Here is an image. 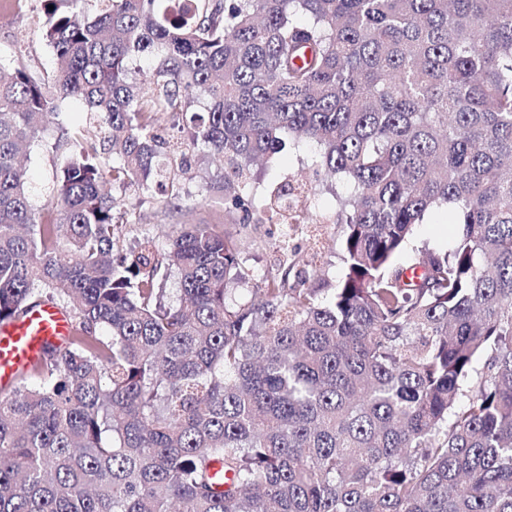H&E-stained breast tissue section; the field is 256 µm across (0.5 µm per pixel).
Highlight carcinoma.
Instances as JSON below:
<instances>
[{
    "label": "carcinoma",
    "instance_id": "carcinoma-1",
    "mask_svg": "<svg viewBox=\"0 0 512 512\" xmlns=\"http://www.w3.org/2000/svg\"><path fill=\"white\" fill-rule=\"evenodd\" d=\"M70 2L51 79L0 60V321L50 302L78 330L0 394V512H512V0ZM67 99L98 140L38 209L20 152ZM290 141L352 186L330 297L286 242L238 296L215 224L123 252L103 185L176 198L188 150L240 223L288 224L298 187L258 198L250 167ZM436 211L453 247L400 263Z\"/></svg>",
    "mask_w": 512,
    "mask_h": 512
}]
</instances>
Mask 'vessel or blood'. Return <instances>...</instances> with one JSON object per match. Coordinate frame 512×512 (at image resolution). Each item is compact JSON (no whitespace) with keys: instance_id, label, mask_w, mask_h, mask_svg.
<instances>
[{"instance_id":"1","label":"vessel or blood","mask_w":512,"mask_h":512,"mask_svg":"<svg viewBox=\"0 0 512 512\" xmlns=\"http://www.w3.org/2000/svg\"><path fill=\"white\" fill-rule=\"evenodd\" d=\"M69 315L45 303L17 319L0 322V391H9L16 376L26 370L49 346L63 345L74 335Z\"/></svg>"}]
</instances>
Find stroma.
I'll list each match as a JSON object with an SVG mask.
<instances>
[{
  "mask_svg": "<svg viewBox=\"0 0 512 512\" xmlns=\"http://www.w3.org/2000/svg\"><path fill=\"white\" fill-rule=\"evenodd\" d=\"M42 0H27L25 10L14 11L8 0H0V57L16 60L42 78H51L55 68L52 53L40 36L44 21ZM60 131L54 117L40 125V138L24 155L29 172L28 189L35 205H44L50 197L53 183L61 171L65 155L73 153L74 145H59ZM318 149L312 143L287 146L267 162L252 166V185L257 193L265 191L277 180L292 175L305 177L309 186L307 198L300 204L306 221L283 226L279 214L257 211L250 224L240 223L237 215L224 210V169L220 163H201L191 157V170L181 180L178 199L169 200L165 188L154 186L143 194L135 190L118 193L119 209L135 215V223L125 225V249H138L144 237L166 243L182 224H215L240 248L241 266L252 285L279 278L280 244H287L294 255L296 269L305 273L306 287L318 296L330 294L345 273L340 242L343 225L335 215V199L348 195V184L326 175H314ZM454 227L442 224L440 214L425 217L418 225L408 255L429 248L444 251L452 247Z\"/></svg>",
  "mask_w": 512,
  "mask_h": 512,
  "instance_id": "stroma-1",
  "label": "stroma"
}]
</instances>
